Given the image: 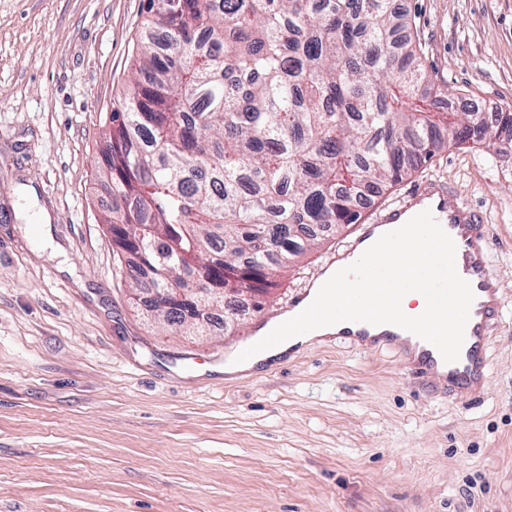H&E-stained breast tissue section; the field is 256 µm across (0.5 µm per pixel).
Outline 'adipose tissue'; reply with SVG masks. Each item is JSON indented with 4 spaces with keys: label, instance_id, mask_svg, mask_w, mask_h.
<instances>
[{
    "label": "adipose tissue",
    "instance_id": "obj_1",
    "mask_svg": "<svg viewBox=\"0 0 512 512\" xmlns=\"http://www.w3.org/2000/svg\"><path fill=\"white\" fill-rule=\"evenodd\" d=\"M361 253L365 262L380 268L387 278V289L383 294L373 296L361 307H354L351 298L358 286L355 263L348 260L329 267L315 280L304 306L294 311L298 318L311 320V328L281 337L274 343L268 342L266 337H258L250 355L225 362L224 374L259 372L286 356L336 336L357 321L366 322L374 333L403 324H416L428 306L427 298L423 292L405 290L404 285L418 280L424 262L435 254L440 257L434 267L435 275H447V241L433 233L419 232L403 236L397 245L377 237L365 242ZM324 305L335 306V318L326 320L316 314V307Z\"/></svg>",
    "mask_w": 512,
    "mask_h": 512
}]
</instances>
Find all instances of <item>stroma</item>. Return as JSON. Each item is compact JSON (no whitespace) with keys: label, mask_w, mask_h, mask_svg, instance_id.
Wrapping results in <instances>:
<instances>
[{"label":"stroma","mask_w":512,"mask_h":512,"mask_svg":"<svg viewBox=\"0 0 512 512\" xmlns=\"http://www.w3.org/2000/svg\"><path fill=\"white\" fill-rule=\"evenodd\" d=\"M457 111H512V0H395ZM148 0H0V512H512V147L449 146L361 213L438 178L479 210L503 288L480 402L330 339L258 374L226 358L355 236L277 276L231 332L160 331L99 215L98 163Z\"/></svg>","instance_id":"35a3bbf8"}]
</instances>
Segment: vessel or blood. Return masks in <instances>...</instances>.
<instances>
[{"label":"vessel or blood","instance_id":"obj_1","mask_svg":"<svg viewBox=\"0 0 512 512\" xmlns=\"http://www.w3.org/2000/svg\"><path fill=\"white\" fill-rule=\"evenodd\" d=\"M432 231L447 236L451 277L423 272L427 315L447 313L441 327L430 329L418 345L384 330L370 333L365 323L342 331L357 348L388 349L411 375L434 385L448 397L481 398L488 379V339L503 322L500 280L492 272L491 248L482 215L460 199L447 182L428 179L402 200L371 211L343 258L354 257L360 243L386 234L400 242L404 232Z\"/></svg>","mask_w":512,"mask_h":512}]
</instances>
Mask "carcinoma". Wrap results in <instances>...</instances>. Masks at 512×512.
Instances as JSON below:
<instances>
[{"mask_svg":"<svg viewBox=\"0 0 512 512\" xmlns=\"http://www.w3.org/2000/svg\"><path fill=\"white\" fill-rule=\"evenodd\" d=\"M392 0H149L130 91L112 110L104 223L137 239L154 288H246L474 133L444 107ZM224 307L209 314L234 324Z\"/></svg>","mask_w":512,"mask_h":512,"instance_id":"1","label":"carcinoma"}]
</instances>
